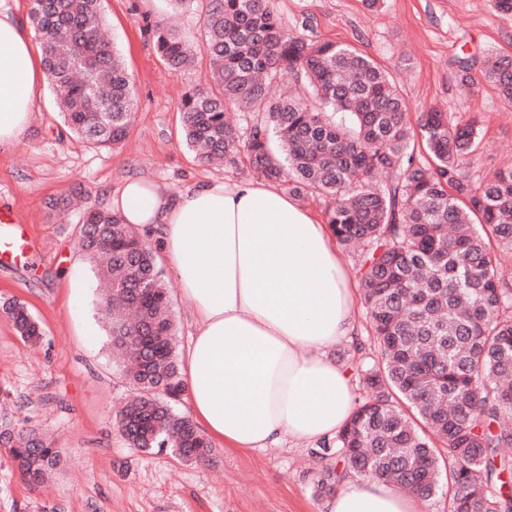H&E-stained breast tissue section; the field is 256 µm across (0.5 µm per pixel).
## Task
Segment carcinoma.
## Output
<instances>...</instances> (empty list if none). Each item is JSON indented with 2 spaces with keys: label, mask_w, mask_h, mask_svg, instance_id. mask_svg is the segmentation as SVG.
I'll list each match as a JSON object with an SVG mask.
<instances>
[{
  "label": "carcinoma",
  "mask_w": 512,
  "mask_h": 512,
  "mask_svg": "<svg viewBox=\"0 0 512 512\" xmlns=\"http://www.w3.org/2000/svg\"><path fill=\"white\" fill-rule=\"evenodd\" d=\"M48 82L68 131L111 148L126 137L136 97L118 51L101 29V0H32ZM210 90L181 106L186 146L201 163L240 151L270 181L333 198L336 240L359 248L355 269L374 344L356 372L365 395L349 421L311 449L324 462L315 493L330 496L349 477L383 479L427 500L448 496V512H512V168L480 174L473 155L481 124L454 122L437 106L417 125L389 73L353 47L289 35L270 0H207L203 15ZM156 52L174 72L190 68L189 43L162 20L149 24ZM454 79L467 93L483 81L512 104V57L461 53ZM288 70L316 105L274 90ZM230 103L256 113L239 131ZM79 246L110 284L101 297L112 317V353L134 395L124 415L145 425L124 437L143 452L169 450L209 461L212 447L174 405L185 392L167 287L156 255L108 209L86 208ZM0 312L25 341L43 335L27 306ZM0 443L30 484L62 462L34 432L0 430Z\"/></svg>",
  "instance_id": "carcinoma-1"
}]
</instances>
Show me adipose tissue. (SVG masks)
<instances>
[{
  "label": "adipose tissue",
  "mask_w": 512,
  "mask_h": 512,
  "mask_svg": "<svg viewBox=\"0 0 512 512\" xmlns=\"http://www.w3.org/2000/svg\"><path fill=\"white\" fill-rule=\"evenodd\" d=\"M44 80L24 24L0 9V147L33 122ZM111 204L125 223L163 232L161 257L191 303L185 380L202 429L242 451L332 438L355 394L329 350L356 336L358 311L329 225L266 182L214 178L174 195L134 178ZM325 512H426V503L356 478Z\"/></svg>",
  "instance_id": "ef3b65f1"
}]
</instances>
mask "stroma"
I'll list each match as a JSON object with an SVG mask.
<instances>
[{"instance_id": "stroma-1", "label": "stroma", "mask_w": 512, "mask_h": 512, "mask_svg": "<svg viewBox=\"0 0 512 512\" xmlns=\"http://www.w3.org/2000/svg\"><path fill=\"white\" fill-rule=\"evenodd\" d=\"M289 34L354 46L385 67L412 113L438 106L451 116L482 119L474 165L488 174L512 167V105L483 84L464 95L451 62L467 52L512 56V15L492 0H272ZM107 33L134 85L136 109L124 141L105 149L80 144L42 86L36 118L13 145L0 148V210L30 239L32 262L0 264V298L23 302L43 329L25 343L0 313V425L45 434L66 462L41 486L28 485L0 447V512H322L314 482L321 467L308 447L243 452L213 442L210 462L194 465L171 451L129 447L117 415L131 388L112 357L109 325L97 307L98 281L78 243L80 211L50 200L83 187L109 207L132 177L181 193L212 177L253 181L245 156L206 166L186 148L180 107L202 86L210 59L205 0L172 13L168 0H102ZM168 19L195 49L190 70L160 61L145 17Z\"/></svg>"}]
</instances>
